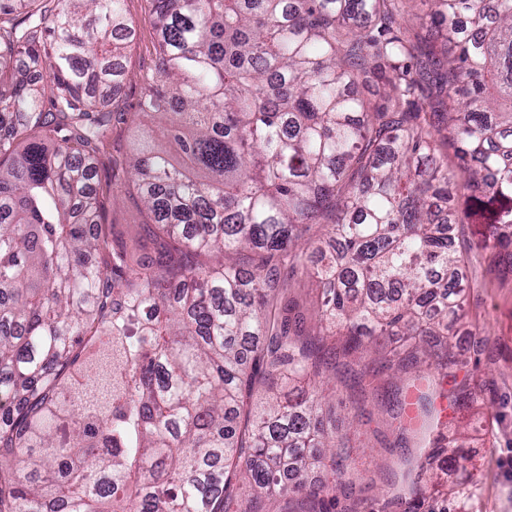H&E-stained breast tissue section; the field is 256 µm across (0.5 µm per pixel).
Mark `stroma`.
Instances as JSON below:
<instances>
[{"instance_id":"1","label":"stroma","mask_w":512,"mask_h":512,"mask_svg":"<svg viewBox=\"0 0 512 512\" xmlns=\"http://www.w3.org/2000/svg\"><path fill=\"white\" fill-rule=\"evenodd\" d=\"M126 9L137 24V33L123 61V86L112 105V137L97 165L95 180L108 200L104 223L118 225L132 242L138 239L147 216L135 189L122 191L120 201H112V163L128 159L142 130L152 125L149 118L136 117L135 112L143 78L154 66L156 38L149 23V0H127ZM486 232L483 224L465 227L471 291L463 318L449 325L458 365L438 379L434 412L423 417L408 437L409 451L416 459L428 450L437 431L455 423L465 437L474 469L450 473L451 492L429 501L423 512H512V275L499 274ZM463 382L473 387L475 398L461 407L453 394ZM361 447L353 439L347 448L357 458L356 485L362 498L358 512H388L391 495L371 486L375 459L362 456Z\"/></svg>"}]
</instances>
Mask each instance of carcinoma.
I'll return each instance as SVG.
<instances>
[{"label": "carcinoma", "mask_w": 512, "mask_h": 512, "mask_svg": "<svg viewBox=\"0 0 512 512\" xmlns=\"http://www.w3.org/2000/svg\"><path fill=\"white\" fill-rule=\"evenodd\" d=\"M150 2L138 114L164 145L113 165L147 213L145 265L92 183L126 0H0V512H331L340 494L357 512L328 373L406 448L421 381L456 364L440 337L474 208L512 272V0H418L423 47L398 0ZM330 241L311 333L288 281ZM379 336L422 344L382 355ZM263 387L279 397L259 410ZM442 439L405 459L404 512L466 469Z\"/></svg>", "instance_id": "1"}]
</instances>
